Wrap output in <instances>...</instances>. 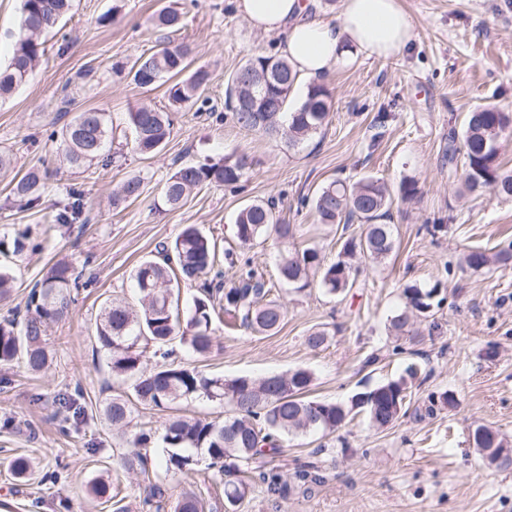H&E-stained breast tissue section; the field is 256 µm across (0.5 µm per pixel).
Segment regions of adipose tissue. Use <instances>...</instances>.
<instances>
[{"label": "adipose tissue", "mask_w": 512, "mask_h": 512, "mask_svg": "<svg viewBox=\"0 0 512 512\" xmlns=\"http://www.w3.org/2000/svg\"><path fill=\"white\" fill-rule=\"evenodd\" d=\"M313 0H235L263 32L280 34V52L298 77L312 80L337 67L348 46L390 58L410 41L413 25L400 0H341L335 22L313 18Z\"/></svg>", "instance_id": "obj_1"}]
</instances>
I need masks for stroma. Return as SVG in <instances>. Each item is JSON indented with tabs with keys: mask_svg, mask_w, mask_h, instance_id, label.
Here are the masks:
<instances>
[{
	"mask_svg": "<svg viewBox=\"0 0 512 512\" xmlns=\"http://www.w3.org/2000/svg\"><path fill=\"white\" fill-rule=\"evenodd\" d=\"M400 2L414 25L409 44L387 59L350 49L320 79L331 95L325 124L291 148L240 129L224 106L235 70L250 55L277 54L280 41L255 29L234 0H76L29 81L0 100V154L11 159L8 173H0V240L27 229L41 244L19 257L0 254V266L14 278L12 301L0 303V318L24 305L33 283L58 259L73 262L85 283L68 314L47 330L50 368L34 375L19 360L0 368V422H16L12 429L0 426V512H144L150 481L169 501L192 492L204 512H224L223 489L208 470L173 478L159 469L144 477L124 465L127 445L103 407L125 386L113 379L98 349L96 317L108 299L137 305L134 268L187 224L275 277L278 254L289 244L271 238L243 247L234 235L237 210L255 200H275L282 222L296 227L294 243L335 261L343 242L360 237L363 227L320 223L307 200L333 179L362 176L393 190L405 179L418 183L416 197L391 207L392 256L360 263L359 286L343 298L316 282L301 291L273 288L285 312L277 333L230 330L217 318L210 354L179 349L175 358L228 378L307 368L314 374L311 397L327 402L347 401L412 365L419 375L410 408L384 431L370 429L360 413L329 437H289L271 463L290 474L323 459L326 482L283 500L255 489L242 512H512V468H486L471 440L479 425L512 440V268L472 270L460 263L469 250L494 252L512 243V198L465 192L444 158L449 130L461 129L468 112L493 103L512 113V0ZM167 5L183 12L178 38L211 79L205 103L173 111L168 142L143 156L129 146L128 114L141 103L164 106L167 92L135 87L125 69L162 44V32L148 20ZM66 95L69 112L110 115V165L73 169L61 162L59 143L49 134L63 124L59 109ZM241 152L252 169L238 187H206L179 207L165 205L163 186L179 166ZM33 168L48 176L42 206L28 209L14 201L9 183ZM132 174L143 181L140 197L113 206L114 189ZM72 187L86 194L85 220L45 230L46 214L66 204ZM440 222L447 232L427 233ZM436 283L441 303L431 320L419 323L418 338L390 335L403 289ZM317 328L327 331L328 341L313 349L305 338ZM372 354L378 361L370 365ZM448 391L456 407L425 415V407ZM67 397L81 407V423L68 422ZM175 414L221 420L227 409L194 399L172 410L138 409L134 421L159 435ZM323 444L331 453L317 456ZM20 456L33 464L23 479L12 468ZM96 480L109 484V494H89Z\"/></svg>",
	"mask_w": 512,
	"mask_h": 512,
	"instance_id": "1",
	"label": "stroma"
}]
</instances>
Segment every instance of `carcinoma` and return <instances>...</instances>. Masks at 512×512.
Wrapping results in <instances>:
<instances>
[{
  "instance_id": "1",
  "label": "carcinoma",
  "mask_w": 512,
  "mask_h": 512,
  "mask_svg": "<svg viewBox=\"0 0 512 512\" xmlns=\"http://www.w3.org/2000/svg\"><path fill=\"white\" fill-rule=\"evenodd\" d=\"M71 7L72 0H22V22L13 53L9 63L0 67V98L11 95L29 80L37 61L44 55L45 37L59 27ZM150 23L166 32V41L158 51L142 54L133 62L128 72L131 81L142 89L170 81V106L177 109L197 103L210 82V72L203 66L190 69V46L171 40V34L182 28L181 12L171 6L164 7L150 18ZM267 67L270 83L262 89L255 88L261 111H242L236 97V90L244 85L241 78ZM296 82V74L286 59L255 54L228 81L224 105L239 127L280 137L291 147L317 132L325 124L330 109L327 89L314 84L308 87L305 100L294 111H287ZM129 123L133 132L131 149L142 155L158 151L171 134L169 113L158 107L132 109ZM59 135L66 160L80 167L104 155L112 142V123L107 113L90 109L76 113L64 123ZM511 135L512 113L495 104L469 113L461 135H448V163H453L458 154L463 156L462 176L468 191L490 190L512 197V175L496 164L501 141ZM249 170L248 157L244 154L201 165H183L167 179L164 202L177 207L202 187L239 183ZM142 184L138 175L125 179L113 196V204L137 199ZM43 190V175L36 169L15 181L11 193L24 206L34 207L39 205ZM392 204L385 183L370 176L357 180L335 179L321 187L313 198L320 222H356L364 226L363 232L358 238L346 240L338 259L329 264L315 248L281 254L278 260L281 282L300 289L317 278L331 295L349 292L356 286V261L377 263L391 256L395 249L393 229L384 223ZM85 207L82 193L77 189L72 191L70 202L56 215L55 223L70 224L82 218ZM235 226L237 239L244 246L270 236L286 240L295 235L293 225L280 222L273 200L241 207ZM156 251L157 256L143 261L132 275L139 294V308L109 299L101 307L96 324V340L108 356L112 376L128 388L127 392L112 396L103 412L112 427L126 436L129 451L125 460L129 466L146 470L148 458L141 449L154 442L150 433L129 432L135 407L167 409L182 400L200 397L223 403L232 412L223 421L171 417L161 438L164 454L153 466L168 475L188 474L199 464V451H205L211 460L210 467L215 469L214 479L224 484L226 512H239L258 485L273 495L286 497L323 482L321 467L314 463L300 466L289 476L274 466L269 469L253 466L258 460L277 453L288 436L312 432L333 434L355 409L366 413L369 424L376 429L388 428L406 413L409 389L417 376L413 367L397 379L355 393L345 405L308 398L313 374L306 368L285 375L226 378L165 362L168 358L165 347L176 339L197 356L210 353L212 317L218 309L224 312L227 324L258 334L277 332L284 312L279 304L266 299V283L248 261L240 267L239 284L224 287L223 272L217 266L216 243L194 224L186 225L172 243H159ZM464 261L474 270L506 267L512 261V252L506 248L490 253L476 249ZM176 275L198 284L199 288L184 320L172 305ZM76 287L78 277L70 262L59 260L46 270L29 296L24 320L0 324L1 366L21 358L35 373L47 369L45 328L67 312ZM437 292L436 283L428 289L405 288L404 307L391 317L390 331L397 337L415 338L418 332L413 325L418 318L432 312ZM150 347L164 359V363L151 369L144 366ZM473 445L482 453L503 455L502 469L512 467V447L498 431L487 426L476 427ZM173 512H203V506L196 495L186 494L177 501Z\"/></svg>"
}]
</instances>
